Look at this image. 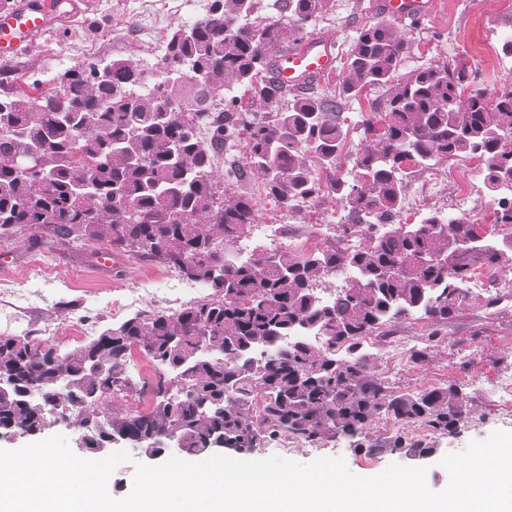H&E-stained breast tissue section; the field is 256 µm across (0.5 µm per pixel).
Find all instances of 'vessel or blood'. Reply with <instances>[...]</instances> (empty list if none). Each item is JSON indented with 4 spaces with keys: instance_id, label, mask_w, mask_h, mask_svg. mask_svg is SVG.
<instances>
[{
    "instance_id": "b4317fda",
    "label": "vessel or blood",
    "mask_w": 512,
    "mask_h": 512,
    "mask_svg": "<svg viewBox=\"0 0 512 512\" xmlns=\"http://www.w3.org/2000/svg\"><path fill=\"white\" fill-rule=\"evenodd\" d=\"M436 0H381L382 14L401 22H421L433 14ZM52 13L49 0L40 7H13L0 13V55L18 53L45 27ZM336 57L330 43L318 36L306 39L303 44L275 62L278 80L291 88L304 86L313 79L331 74Z\"/></svg>"
}]
</instances>
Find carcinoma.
Instances as JSON below:
<instances>
[{
	"label": "carcinoma",
	"instance_id": "carcinoma-1",
	"mask_svg": "<svg viewBox=\"0 0 512 512\" xmlns=\"http://www.w3.org/2000/svg\"><path fill=\"white\" fill-rule=\"evenodd\" d=\"M257 0H211L205 21L168 35L157 77L117 59L103 73L96 59L65 72L31 95L0 97V237L43 229L73 246L100 243L158 261L202 282L210 294L175 312L145 310L104 326L60 354L28 335L0 334V436H33L52 424L62 400L83 415H103L106 435L164 454L174 433L187 455L224 448L247 453L263 440L293 436L313 443L339 437L368 454L429 457L434 449L394 434L363 445L378 417L454 434L469 402L453 385L403 393L389 390L370 357L356 353L365 336L415 311L445 323L472 297L464 286L480 263L512 269V245H477L476 221L432 212L417 224L397 217L407 189L404 163L435 166L475 156L495 196L501 238L512 239V199L495 187L512 184V94L491 101L464 66L435 64L398 76L408 53L398 28L369 23L347 54L342 92L388 88L386 110L361 121L360 152L342 163L350 128L332 93L292 92L274 75L272 48H296L307 27L331 14L335 0H278L280 17L262 27L244 19ZM245 86L256 111L227 92ZM248 146L242 179L262 178L290 210L324 195L320 174L349 213L374 223L369 243L347 251L328 246L298 255L263 245L247 261L225 251L250 237L259 221L253 201L224 197L215 158L239 135ZM467 241L468 254L456 244ZM352 276L324 298L332 279ZM309 331L320 347L300 340ZM283 336H297L278 347ZM137 347L163 373L146 412H118L132 391L127 361ZM101 365L104 372H94ZM40 392L29 398L26 391ZM260 406L259 419L252 407ZM96 440V441H98ZM96 441L83 439L86 452Z\"/></svg>",
	"mask_w": 512,
	"mask_h": 512
}]
</instances>
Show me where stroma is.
Listing matches in <instances>:
<instances>
[{"instance_id": "35a3bbf8", "label": "stroma", "mask_w": 512, "mask_h": 512, "mask_svg": "<svg viewBox=\"0 0 512 512\" xmlns=\"http://www.w3.org/2000/svg\"><path fill=\"white\" fill-rule=\"evenodd\" d=\"M208 3L154 0L148 7L144 0H60L45 30L19 52L25 68L16 82L46 84L91 58L128 59L144 70H153L169 31L192 24L206 12ZM511 16L512 0H438L433 15L422 25H401L409 46L402 69L408 72L442 62L458 63L479 71L493 97L507 94L512 91V57L501 51L502 23ZM383 19L374 0H336L334 12L310 27V34L331 41L338 60L335 74L316 80L315 91L340 90L344 62L357 29ZM148 24L154 26L159 46L148 45L138 37V28ZM477 42L489 47V54L474 52L472 46ZM386 98L385 89L368 88L344 101L342 117L353 130L343 152L344 162H351L361 147L356 132L360 121L383 111ZM247 151L245 138H238L225 148L226 162L217 173L228 192L252 197L262 221L283 225L282 245L301 251L303 240L315 232L322 217L340 222L344 209L335 197L326 196L302 210L291 211L267 194L260 178L244 182L228 178L229 163L244 162ZM99 254L96 248H74L35 237L30 229L0 237V289H18L23 333L64 348L73 347L77 338L62 331L48 334V326L68 317L104 323L102 309L109 301L136 293L147 277H161L164 271L157 261L117 252L112 255L111 269L103 270L97 265ZM37 260L49 268V276L34 272ZM391 331L414 337L415 347L430 349L426 362L407 364L397 372L388 371L382 359H375L376 372L391 390L453 384L469 401L470 413L455 434L438 435L419 425L407 430L410 438L434 448V455L423 459L422 464L427 469L428 487L440 492L449 484L448 472L438 464L440 457L463 451L471 441L485 439L493 431H512V413L501 409L496 396L501 373L512 370V310L502 303L486 306L484 297L477 296L439 327L413 315L395 322ZM283 453L301 463L341 456L352 472L364 477L377 475L392 463H412L402 454L367 455L355 450L345 438L319 445L294 439L269 440L246 458L263 460Z\"/></svg>"}]
</instances>
